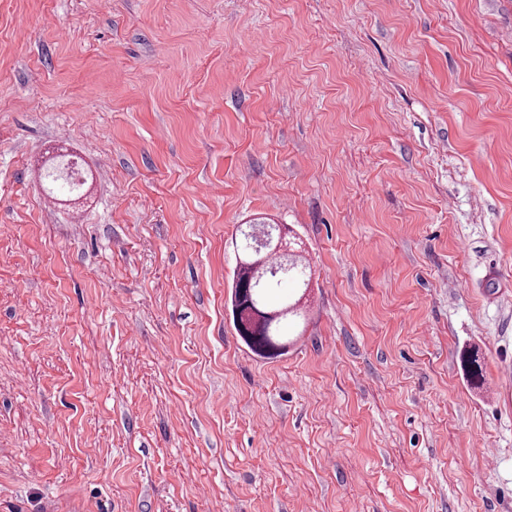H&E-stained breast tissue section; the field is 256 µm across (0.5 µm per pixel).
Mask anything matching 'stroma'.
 <instances>
[{
  "mask_svg": "<svg viewBox=\"0 0 512 512\" xmlns=\"http://www.w3.org/2000/svg\"><path fill=\"white\" fill-rule=\"evenodd\" d=\"M0 512H512V0H0ZM240 229V241H232L237 252L232 282V319L234 328L245 345L258 357L274 359L288 348V332L299 317H305L297 302L279 295L276 290L283 281L300 287L310 280L311 269L303 258L289 259L286 235L288 228L280 225L276 248L285 258H280L272 249L260 255L256 253L257 239L251 232ZM243 239V241H242ZM287 267V268H286Z\"/></svg>",
  "mask_w": 512,
  "mask_h": 512,
  "instance_id": "stroma-1",
  "label": "stroma"
}]
</instances>
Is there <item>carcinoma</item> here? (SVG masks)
<instances>
[{
    "instance_id": "1",
    "label": "carcinoma",
    "mask_w": 512,
    "mask_h": 512,
    "mask_svg": "<svg viewBox=\"0 0 512 512\" xmlns=\"http://www.w3.org/2000/svg\"><path fill=\"white\" fill-rule=\"evenodd\" d=\"M233 242L237 252L232 282V319L245 345L258 357L274 359L288 348V332L303 316L297 303L277 293L281 283L300 285L310 280L311 269L303 259L285 260L271 249L256 253L257 239L240 232ZM471 383L482 380V367L473 354L463 357Z\"/></svg>"
}]
</instances>
